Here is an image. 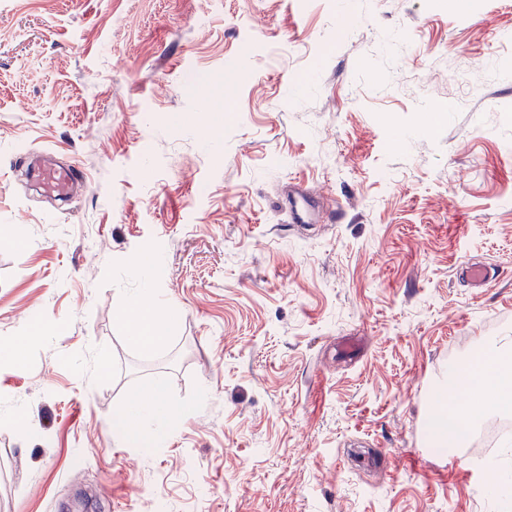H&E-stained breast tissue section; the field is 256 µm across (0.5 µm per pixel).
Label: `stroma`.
I'll use <instances>...</instances> for the list:
<instances>
[{
    "mask_svg": "<svg viewBox=\"0 0 512 512\" xmlns=\"http://www.w3.org/2000/svg\"><path fill=\"white\" fill-rule=\"evenodd\" d=\"M292 180L344 222L290 224ZM509 330L512 0H0V512H512L427 451ZM152 382L187 414L145 447ZM29 175L43 193L62 200H71L84 183L82 171L73 164H37L30 167ZM457 274L470 288H487L496 275L490 266L472 261L462 262ZM135 304L144 313L145 323L136 334L130 336V340L138 345H149L161 342L166 336H161V331L156 326L157 317L152 311L151 304L142 305L139 300H135ZM186 410L171 403L163 386L155 383L143 391L131 393L115 415V424L129 438L151 444L163 438L173 421L185 416ZM154 421L155 428L143 425Z\"/></svg>",
    "mask_w": 512,
    "mask_h": 512,
    "instance_id": "35a3bbf8",
    "label": "stroma"
}]
</instances>
